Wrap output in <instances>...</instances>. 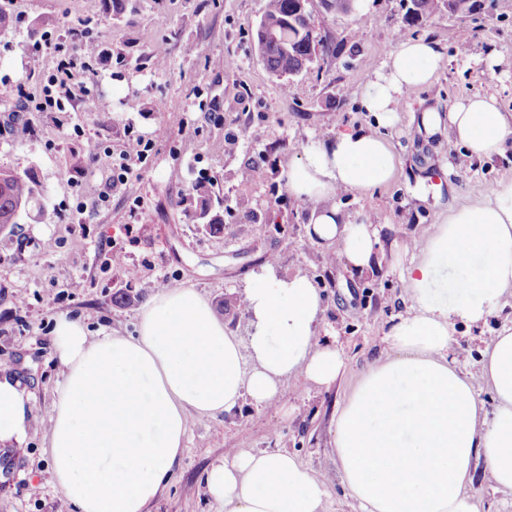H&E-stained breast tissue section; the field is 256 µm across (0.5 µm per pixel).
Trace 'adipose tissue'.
<instances>
[{
  "label": "adipose tissue",
  "mask_w": 512,
  "mask_h": 512,
  "mask_svg": "<svg viewBox=\"0 0 512 512\" xmlns=\"http://www.w3.org/2000/svg\"><path fill=\"white\" fill-rule=\"evenodd\" d=\"M443 64L439 43L399 39L362 89L365 111L393 122L398 99L432 83ZM443 121L449 144L469 157L512 145V115L494 97L460 101L444 120L421 118L429 133ZM394 175L388 142L365 128L306 145L286 172L289 193L311 205L314 236L359 271L374 262L377 231L346 222L330 201L344 191L371 194ZM405 285L409 313L338 413L339 475L362 512H476L466 493L476 460L496 488L512 490V326L485 339L478 374L463 373L449 350L457 323L486 322L512 292V180L449 211L415 242ZM245 301L254 331L244 347L191 288L151 294L132 336L94 338L79 319H56L62 379L49 417L51 479L75 512H147L184 454L192 418L217 417L246 398L274 404L287 380L335 382L344 360L318 342L322 296L307 277L265 270ZM480 380L496 399L488 419L475 397ZM35 418L26 381L0 375V447H21ZM205 485L215 512H323L327 494L325 476L286 451L229 450Z\"/></svg>",
  "instance_id": "ef3b65f1"
}]
</instances>
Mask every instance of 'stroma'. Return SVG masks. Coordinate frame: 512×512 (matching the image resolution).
<instances>
[{"label": "stroma", "instance_id": "1", "mask_svg": "<svg viewBox=\"0 0 512 512\" xmlns=\"http://www.w3.org/2000/svg\"><path fill=\"white\" fill-rule=\"evenodd\" d=\"M0 5L16 22L13 34L0 37V169L33 172L44 189L41 217L0 233V374L22 375L39 414L48 416L61 379L52 348L55 319L79 316L93 336L105 329L135 334L149 281L196 289L215 307L231 300L221 318L248 343L254 324L237 302L254 274L275 258L278 276H305L321 289L316 334L321 343L336 344L345 367L327 386L301 378L284 383L276 405L258 408L246 399L233 413L192 420L183 458L149 512H213L205 473L232 448L295 454L332 476L327 512H358L336 477V414L385 349L390 326L409 310L401 272L413 244L431 236L449 209L512 180V150L470 160L464 150H445L447 126L421 131V117L427 110L447 116L453 104L474 95L494 96L501 111L512 113V0H494L467 18L443 10L412 26L401 0H357L351 12L329 11L312 0L319 36L338 51L317 53L307 70L283 78L271 75L255 50L264 0ZM461 29L472 34L463 52L453 39ZM403 32L438 41L445 62L430 85L398 100L397 121L380 127L394 155L393 180L369 196L347 192L335 199L346 221L372 217L379 229L376 260L359 272L346 260H333L328 243L311 239L309 211L289 194L285 171L310 141L377 125L361 108V90ZM82 35L96 43L94 56H83ZM49 38L76 57V84L108 105L90 111L76 99L62 111L25 113L32 133L18 141L6 132L18 96L41 90L27 69L29 58L40 54L47 74L57 65L59 53L44 47ZM159 56L166 68H155ZM218 56L233 58L236 68L214 69ZM131 132L154 146L135 164L125 190L99 202L112 156ZM230 132L241 142L232 156L224 152ZM96 150L101 156L94 162ZM251 163L258 166L253 179L241 181L240 169ZM201 179L213 183L224 202L223 232H209L185 208ZM116 251L123 264H113ZM507 319L511 294L486 323L458 326L454 354L478 371L485 338ZM6 456L0 512H73L50 478L46 424Z\"/></svg>", "mask_w": 512, "mask_h": 512}]
</instances>
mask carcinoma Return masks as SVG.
<instances>
[{
    "instance_id": "cac0c4a2",
    "label": "carcinoma",
    "mask_w": 512,
    "mask_h": 512,
    "mask_svg": "<svg viewBox=\"0 0 512 512\" xmlns=\"http://www.w3.org/2000/svg\"><path fill=\"white\" fill-rule=\"evenodd\" d=\"M448 7V13L467 17L480 8V0H409L406 18L414 23L433 14L440 5ZM294 0H265L261 26L256 30L255 43L260 58L273 74L302 71L306 58L305 41L308 36L288 27V18ZM187 208L199 215L212 233L221 232L224 220L214 212L212 187L203 181L192 187L186 198ZM42 212L41 190L35 176L26 172L19 174L9 169H0V226L15 225L30 215L31 211Z\"/></svg>"
}]
</instances>
